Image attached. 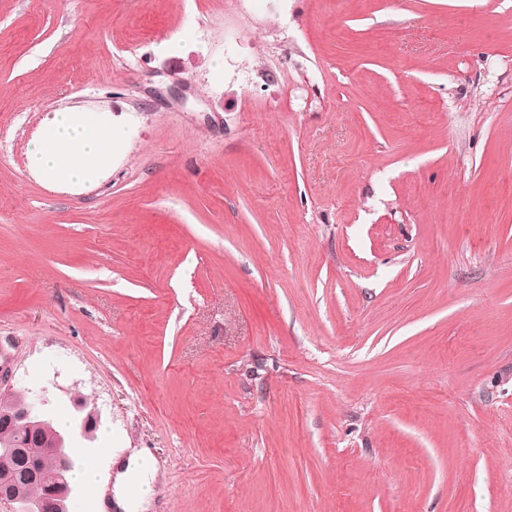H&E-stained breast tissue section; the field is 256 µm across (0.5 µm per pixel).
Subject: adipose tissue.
Listing matches in <instances>:
<instances>
[{
	"mask_svg": "<svg viewBox=\"0 0 512 512\" xmlns=\"http://www.w3.org/2000/svg\"><path fill=\"white\" fill-rule=\"evenodd\" d=\"M121 134L95 116L60 111L47 119L28 152V166L50 181L77 186L98 176L112 158ZM150 467L130 459L116 478V506L120 512H138L144 503L142 488Z\"/></svg>",
	"mask_w": 512,
	"mask_h": 512,
	"instance_id": "adipose-tissue-1",
	"label": "adipose tissue"
}]
</instances>
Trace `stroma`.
Masks as SVG:
<instances>
[{
  "label": "stroma",
  "mask_w": 512,
  "mask_h": 512,
  "mask_svg": "<svg viewBox=\"0 0 512 512\" xmlns=\"http://www.w3.org/2000/svg\"><path fill=\"white\" fill-rule=\"evenodd\" d=\"M0 366L69 512H512V0H0ZM121 134L95 116L55 112L28 152V166L49 181L77 186L98 176ZM142 459V463L138 462ZM152 475L150 467L144 465L141 453L133 455L124 471L118 473L116 478L115 505L117 508L132 511L143 505L142 487L148 484Z\"/></svg>",
  "instance_id": "stroma-1"
}]
</instances>
